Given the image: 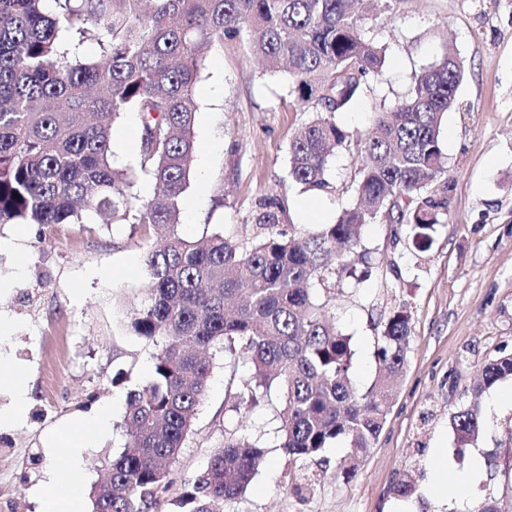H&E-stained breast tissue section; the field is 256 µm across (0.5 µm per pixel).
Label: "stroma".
Listing matches in <instances>:
<instances>
[{
	"label": "stroma",
	"mask_w": 512,
	"mask_h": 512,
	"mask_svg": "<svg viewBox=\"0 0 512 512\" xmlns=\"http://www.w3.org/2000/svg\"><path fill=\"white\" fill-rule=\"evenodd\" d=\"M369 36L389 44L378 81L336 121L362 134L371 112L407 91L416 71L453 48L465 76L441 128L452 192L447 215L427 251L406 230L364 228L375 257L363 282L341 280L343 296L328 317L352 338L353 386L366 391L379 365L374 346L380 317L406 307L412 340L396 397L372 448L355 471L337 475L348 448L336 440L317 457L289 458L274 432L277 404L268 400L230 410L224 356L198 408L193 433L173 467L167 512H180L185 483L224 445L225 431L258 442L266 456L246 492L224 512H385L390 486L403 472L419 485L417 512H473L492 489L500 512H512V406L491 409L480 397L485 432L475 445L457 441L448 424L449 385L471 387L499 349L512 351V0H379L363 11ZM287 72L270 71L251 55L245 37L205 52L195 89L199 145L190 169L179 233L190 238L233 232L251 223L259 199L280 196L287 223L329 224L353 204L360 158L348 151L330 164V192L313 194L288 177V145L307 113L297 110ZM157 242L137 224H103L88 214L37 240L34 232L0 228V315L12 323L0 339L31 388L26 419L0 429V512H38L30 492L52 463L49 431L74 420L86 405L107 409L111 432L91 448L82 478L98 484L106 464L127 443L123 425L131 383L148 379L152 346L129 335L126 320L147 294L142 258ZM130 379L113 383L117 371ZM496 459L482 467L468 495L437 502L422 487L435 450L463 466L472 449Z\"/></svg>",
	"instance_id": "1"
}]
</instances>
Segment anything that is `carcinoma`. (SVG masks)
<instances>
[{"label": "carcinoma", "mask_w": 512, "mask_h": 512, "mask_svg": "<svg viewBox=\"0 0 512 512\" xmlns=\"http://www.w3.org/2000/svg\"><path fill=\"white\" fill-rule=\"evenodd\" d=\"M357 0H0V227L81 224L93 213L112 224L164 231L145 252V303L128 332L152 343V375L127 395L124 451L90 491L92 512H164L173 466L193 432L198 407L224 352L225 397L232 410L276 392L280 448L313 458L343 438L350 449L337 468L366 453L381 433L404 372L411 318L400 306L380 321L379 372L356 392L352 337L325 317L336 279L361 282L371 251L368 224L406 226L418 251L429 249L448 212L451 183L440 142L445 114L464 78L447 51L415 74L405 95L372 113L357 137L336 122L382 74L387 47L366 36ZM246 27L267 67L286 66L300 111L310 113L288 147L289 177L327 192L337 151L362 163L354 202L332 224H287L280 197L260 205L254 223L232 235L189 239L178 232L181 203L196 151L195 86L200 53L219 50ZM97 42L99 56L81 60ZM127 113L141 123L139 171L155 183L140 204L135 173L112 166L115 124ZM251 373H240V362ZM512 378V351L488 361L449 414L457 438L485 427L477 398ZM264 457L257 443L224 431V447L185 485L184 512H224L242 495ZM412 473L393 494L414 493Z\"/></svg>", "instance_id": "cac0c4a2"}]
</instances>
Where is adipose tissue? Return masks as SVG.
Returning a JSON list of instances; mask_svg holds the SVG:
<instances>
[{"label":"adipose tissue","mask_w":512,"mask_h":512,"mask_svg":"<svg viewBox=\"0 0 512 512\" xmlns=\"http://www.w3.org/2000/svg\"><path fill=\"white\" fill-rule=\"evenodd\" d=\"M0 377L12 385V401L0 410V428L22 420L29 400V390L16 367L7 365L6 356L0 352ZM110 430V419L104 410L95 408L80 419L54 429L47 438L50 448L60 450L63 468L46 472L42 496V512H82L84 489L80 479L84 456L88 448ZM480 473L479 464L464 470H449L445 453H437L430 468L427 491L431 497L442 498L448 494L449 483L469 489Z\"/></svg>","instance_id":"adipose-tissue-1"}]
</instances>
